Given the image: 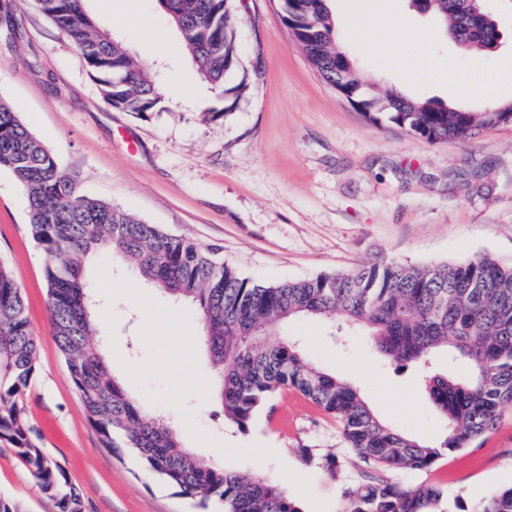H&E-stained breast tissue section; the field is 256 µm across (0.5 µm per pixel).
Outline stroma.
I'll return each instance as SVG.
<instances>
[{"label":"stroma","instance_id":"1","mask_svg":"<svg viewBox=\"0 0 512 512\" xmlns=\"http://www.w3.org/2000/svg\"><path fill=\"white\" fill-rule=\"evenodd\" d=\"M281 0H236L232 22L244 50L233 82L246 86L229 119H210L224 99L184 55L156 0H87L96 23L125 41L165 89L163 107L140 117L107 105L71 40L39 10L37 0H9L17 38L0 34V100L44 141L79 193L123 209L169 234L216 250L243 276L287 282L396 260L447 263L490 256L512 263V124L480 131L473 141L431 142L383 121H370L325 82L294 44ZM338 43L364 81L378 91L445 104L454 88L512 62V0H486L503 39L488 56L440 33L439 22L407 0H331ZM395 11L423 41L361 42L349 19L360 8ZM150 15L168 33L157 53L125 13ZM447 72L431 85L420 54ZM29 203L0 168V259L14 273L37 338L36 370L21 396L35 443L77 487L83 512H220L221 504L185 498L148 472L125 448H105L69 379L49 322L46 254L29 225ZM101 305L98 335L112 370L147 410L177 426L182 444L205 456L202 440L223 448V464L282 480L294 471L289 496L302 512H337L341 493L362 481L357 457L336 421L299 393L275 395L248 432L224 416L214 393L198 312L153 289L149 314L129 297L142 286L119 259L99 257L89 272ZM329 324L299 319L270 341L301 340L318 367L354 385L383 422L428 443L446 428L423 372H396L367 329L353 327L346 344ZM335 458L328 471L327 458ZM405 486L443 492V512H474L492 490L512 485V406L496 427L467 448L445 451L427 470L393 476ZM0 494L20 512H56L14 449L0 442Z\"/></svg>","mask_w":512,"mask_h":512}]
</instances>
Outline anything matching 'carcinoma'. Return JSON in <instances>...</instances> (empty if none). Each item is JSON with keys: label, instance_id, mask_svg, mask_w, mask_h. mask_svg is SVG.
<instances>
[{"label": "carcinoma", "instance_id": "carcinoma-1", "mask_svg": "<svg viewBox=\"0 0 512 512\" xmlns=\"http://www.w3.org/2000/svg\"><path fill=\"white\" fill-rule=\"evenodd\" d=\"M202 78L224 93L222 112L233 113L243 86L224 88L243 64L232 0H156ZM445 22L447 37L482 54L500 35L493 16L469 0H410ZM41 11L79 50L104 101L141 117L156 111L161 95L150 67L101 29L85 0H39ZM282 20L307 59L332 86L358 87L372 122L386 120L429 141L468 142L480 129L511 124L512 112L450 108L396 90L382 94L351 72L336 48L335 22L326 0H282ZM0 168L26 191L29 224L48 256L50 322L91 424L107 448L133 449L150 471L187 498L216 497L224 512H301L288 492L257 472L217 466L182 446L173 424L146 411L110 370L94 344L93 304L86 263L98 254L119 256L147 285L192 302L208 347L224 416L249 430L255 412L279 391L294 390L334 417L347 447L363 463V483L344 489L341 512H438L442 490L402 487L390 474L427 470L442 451L466 448L497 424L512 404V264L483 257L455 264L402 265L383 261L347 273L284 283H259L224 265L214 251L170 235L100 199L78 195L56 157L0 100ZM298 317L367 328L377 346L404 369L427 364L437 350L448 370L425 376L429 398L446 424L438 445L418 441L381 421L351 384L312 364L299 345L263 336ZM37 340L21 288L0 262V441L10 443L57 512H83L64 469L31 438L19 396L36 367ZM476 512H512V486L489 493Z\"/></svg>", "mask_w": 512, "mask_h": 512}]
</instances>
